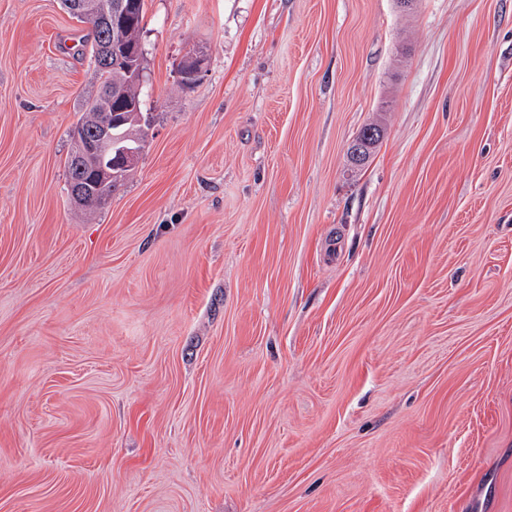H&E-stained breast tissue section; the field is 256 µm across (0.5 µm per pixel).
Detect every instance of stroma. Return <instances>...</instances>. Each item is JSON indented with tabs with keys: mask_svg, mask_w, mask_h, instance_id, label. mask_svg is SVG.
Listing matches in <instances>:
<instances>
[{
	"mask_svg": "<svg viewBox=\"0 0 512 512\" xmlns=\"http://www.w3.org/2000/svg\"><path fill=\"white\" fill-rule=\"evenodd\" d=\"M144 10L86 219L90 26L0 0V512H512V0Z\"/></svg>",
	"mask_w": 512,
	"mask_h": 512,
	"instance_id": "stroma-1",
	"label": "stroma"
}]
</instances>
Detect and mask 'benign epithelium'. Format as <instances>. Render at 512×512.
I'll return each instance as SVG.
<instances>
[{
	"instance_id": "obj_1",
	"label": "benign epithelium",
	"mask_w": 512,
	"mask_h": 512,
	"mask_svg": "<svg viewBox=\"0 0 512 512\" xmlns=\"http://www.w3.org/2000/svg\"><path fill=\"white\" fill-rule=\"evenodd\" d=\"M82 11L109 30L106 62H123L143 54L142 43L131 41L127 30L136 17L130 0H84ZM204 56L192 52L180 69L181 81L193 84L202 72ZM106 112L90 131L81 128L74 134L79 159L88 173V183L117 184L133 169L142 149L138 127L143 122L137 102L116 86L102 92Z\"/></svg>"
}]
</instances>
